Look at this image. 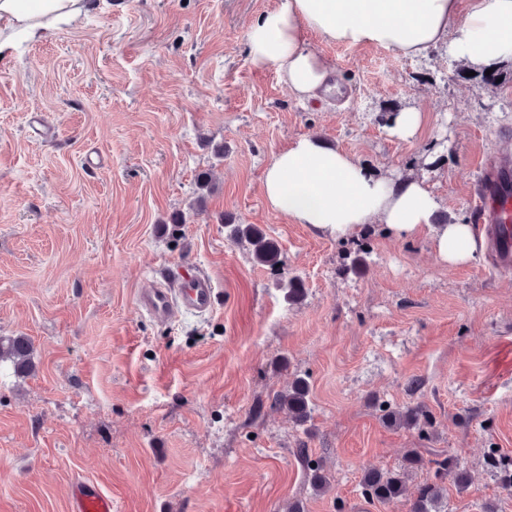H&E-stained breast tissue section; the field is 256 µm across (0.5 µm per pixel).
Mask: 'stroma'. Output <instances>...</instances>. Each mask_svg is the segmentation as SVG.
I'll list each match as a JSON object with an SVG mask.
<instances>
[{
  "instance_id": "stroma-1",
  "label": "stroma",
  "mask_w": 512,
  "mask_h": 512,
  "mask_svg": "<svg viewBox=\"0 0 512 512\" xmlns=\"http://www.w3.org/2000/svg\"><path fill=\"white\" fill-rule=\"evenodd\" d=\"M90 2L0 54V337L33 344L28 369L0 363V512H68L78 479L115 512H410L365 500L360 481L413 448L459 454L470 485L449 486L448 512H512L485 463L512 466V268L485 251L452 267L427 233L379 224L336 239L262 194L273 155L319 135L376 173L426 177L435 223L483 234L476 180L512 156V81L440 48L408 58L312 34L344 94L308 102L248 62L249 26L281 0ZM411 107L424 122L403 141L388 119ZM34 112L55 139L33 133ZM234 224L257 226L279 265ZM178 269L213 281V309L141 311L138 293ZM297 379L301 425L270 406ZM416 405L428 437L386 423Z\"/></svg>"
}]
</instances>
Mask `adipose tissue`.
<instances>
[{"label": "adipose tissue", "instance_id": "1", "mask_svg": "<svg viewBox=\"0 0 512 512\" xmlns=\"http://www.w3.org/2000/svg\"><path fill=\"white\" fill-rule=\"evenodd\" d=\"M84 7L85 0H0V50L50 35ZM311 32L401 56L441 46L470 69L487 70L512 63V0H282L250 26L249 62L275 67L294 96L316 102L331 92L336 69L308 49ZM263 196L274 211L336 238L375 219L400 236L428 232L437 258L451 266L471 263L482 250L471 224L434 223L439 203L425 180L373 173L313 135L274 156Z\"/></svg>", "mask_w": 512, "mask_h": 512}]
</instances>
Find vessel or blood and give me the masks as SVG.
I'll return each instance as SVG.
<instances>
[{
    "label": "vessel or blood",
    "mask_w": 512,
    "mask_h": 512,
    "mask_svg": "<svg viewBox=\"0 0 512 512\" xmlns=\"http://www.w3.org/2000/svg\"><path fill=\"white\" fill-rule=\"evenodd\" d=\"M479 221L490 228L488 244L499 266H512V160L493 158L482 167L478 188ZM214 287L209 278L182 272L165 274L164 284L142 292L138 305L159 320L171 318L178 309L196 313L211 311ZM69 512H114L112 497L96 482H73Z\"/></svg>",
    "instance_id": "vessel-or-blood-1"
}]
</instances>
